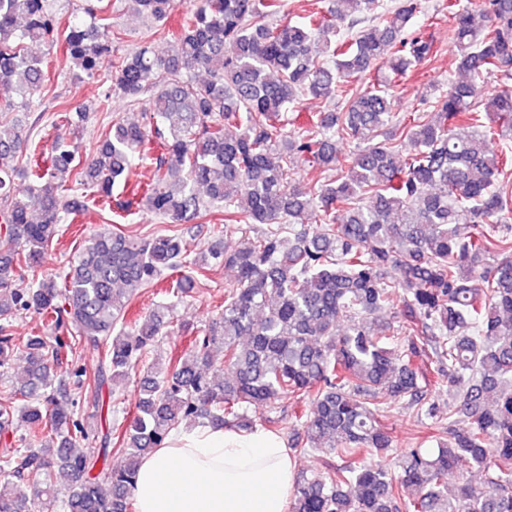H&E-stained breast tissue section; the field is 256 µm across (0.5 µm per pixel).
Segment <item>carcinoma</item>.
<instances>
[{
	"mask_svg": "<svg viewBox=\"0 0 512 512\" xmlns=\"http://www.w3.org/2000/svg\"><path fill=\"white\" fill-rule=\"evenodd\" d=\"M159 26L134 53L115 57L106 0H85L64 23L52 0H0V85L21 98L48 71L30 46H59L73 67L134 101L149 94L143 121L119 117L92 154L56 139L41 159L26 121L0 118V368L21 362L22 403L0 402V512H43L56 471L72 484L64 512H132L140 461L181 425L250 429L247 410L277 412L284 396L309 399L314 415L290 444L341 464L295 478L288 512H512V0H484L453 13L450 34L461 77L435 97V117L395 119L383 82L356 78L379 63L403 77L432 55L415 28L419 0H333L331 18L268 23L281 0H199L167 26L176 0H136ZM347 23L340 34L336 22ZM208 73L197 83L192 74ZM502 85L483 97L482 83ZM305 95L336 101L309 118V134L281 140L288 110ZM89 118L65 106L54 127ZM408 142L413 150L399 153ZM355 144L352 155L341 146ZM305 157L336 175L311 185L290 176ZM17 159L19 164L9 165ZM152 178L128 186L133 168ZM28 181L19 190L16 178ZM96 188L122 216L138 199L170 224L220 214L212 232L253 233L240 248L187 258L184 231L132 238L94 234L57 282L52 270L29 288L16 282L46 263L61 225L84 210L69 183ZM307 216L315 225L303 222ZM235 270L224 310L199 327L190 349L154 363L140 381L138 413L126 425L124 464L111 465L109 434L84 422L77 397L129 379L160 346L169 306L127 321L134 296L165 270ZM394 311L398 327L379 322ZM35 313L54 335L14 332ZM346 320L344 330L338 319ZM102 351L96 371L64 360L77 345ZM458 388L443 410L437 384ZM403 403L448 434L429 448L387 457L392 439L379 416ZM100 441L87 455L77 442ZM465 466L484 485L448 472Z\"/></svg>",
	"mask_w": 512,
	"mask_h": 512,
	"instance_id": "carcinoma-1",
	"label": "carcinoma"
}]
</instances>
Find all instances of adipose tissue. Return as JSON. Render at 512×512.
<instances>
[{"label": "adipose tissue", "instance_id": "ef3b65f1", "mask_svg": "<svg viewBox=\"0 0 512 512\" xmlns=\"http://www.w3.org/2000/svg\"><path fill=\"white\" fill-rule=\"evenodd\" d=\"M295 468L272 433L181 427L142 459L136 512H285Z\"/></svg>", "mask_w": 512, "mask_h": 512}]
</instances>
